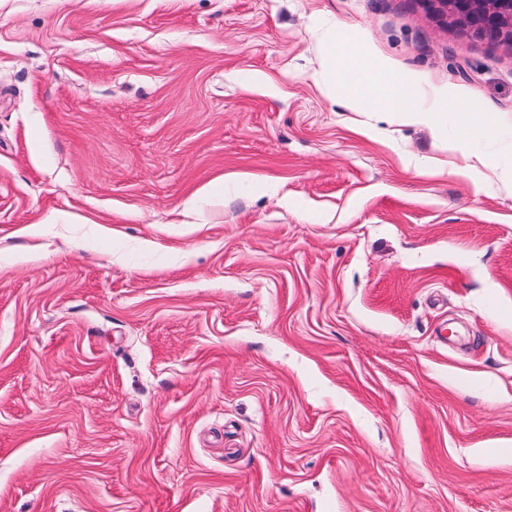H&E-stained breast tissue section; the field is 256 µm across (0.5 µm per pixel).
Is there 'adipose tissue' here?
Returning a JSON list of instances; mask_svg holds the SVG:
<instances>
[{
	"label": "adipose tissue",
	"instance_id": "ef3b65f1",
	"mask_svg": "<svg viewBox=\"0 0 512 512\" xmlns=\"http://www.w3.org/2000/svg\"><path fill=\"white\" fill-rule=\"evenodd\" d=\"M344 50L352 60L343 73L351 105L366 112L385 114L402 125L426 128L440 141H447L448 106L459 102V95L439 89L429 96V105H421L424 94L411 77L390 71L369 74L361 65L366 51L360 44H345Z\"/></svg>",
	"mask_w": 512,
	"mask_h": 512
}]
</instances>
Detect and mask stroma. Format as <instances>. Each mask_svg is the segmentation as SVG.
<instances>
[{"instance_id": "stroma-1", "label": "stroma", "mask_w": 512, "mask_h": 512, "mask_svg": "<svg viewBox=\"0 0 512 512\" xmlns=\"http://www.w3.org/2000/svg\"><path fill=\"white\" fill-rule=\"evenodd\" d=\"M331 25L498 134L367 131ZM510 146L426 0H0V512H512ZM476 161L485 167H491L498 171L499 179L503 187L512 190V164L503 162L499 156H490L484 153H475Z\"/></svg>"}]
</instances>
